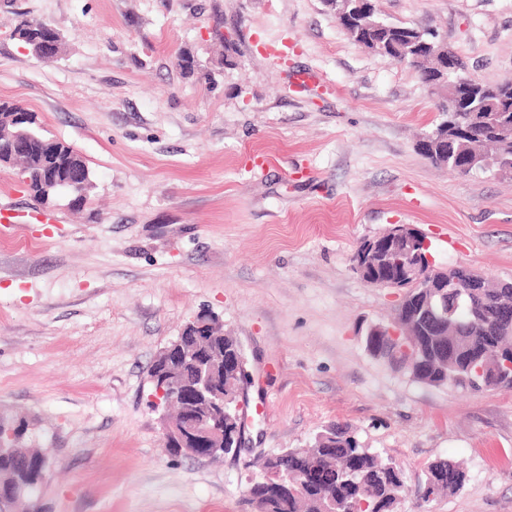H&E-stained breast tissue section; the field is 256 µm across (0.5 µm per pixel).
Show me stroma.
<instances>
[{"label": "stroma", "instance_id": "1", "mask_svg": "<svg viewBox=\"0 0 512 512\" xmlns=\"http://www.w3.org/2000/svg\"><path fill=\"white\" fill-rule=\"evenodd\" d=\"M378 6L436 31L467 74L512 80V0ZM24 18L61 33V59L12 38ZM308 69L319 87L293 92ZM0 99L97 184L0 247V418L25 417L21 447L52 463L39 512H252L263 460L330 423L402 467L398 512L439 457L466 482L428 512H512V390L415 382L360 331L388 323L397 295L350 258L396 224L427 237L435 266L512 281V176L418 152L442 116L415 69L362 49L324 0H0ZM199 314L240 341L253 378L241 449L219 459L171 455L152 406L150 366Z\"/></svg>", "mask_w": 512, "mask_h": 512}]
</instances>
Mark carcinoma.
Wrapping results in <instances>:
<instances>
[{
    "label": "carcinoma",
    "instance_id": "1",
    "mask_svg": "<svg viewBox=\"0 0 512 512\" xmlns=\"http://www.w3.org/2000/svg\"><path fill=\"white\" fill-rule=\"evenodd\" d=\"M421 30L399 25L370 26L350 38L364 50L389 56L415 67L423 83H429L438 72V66L448 63H430L415 40ZM18 39L30 50H39L36 40L53 41V56L59 58L64 49L61 33L50 23L41 20H22L14 30ZM478 112H459L449 123H439L436 130L459 138L470 129L477 136V148L487 146L493 152L512 154V140L503 143L497 138V127L512 123V112H500L494 121L487 120L494 106L512 107V81L483 82L474 80ZM31 139L29 150L12 158L21 165L23 179L30 181V193L40 204L59 199L57 190L49 182V173L61 176L72 166L84 167L85 161L72 147L49 137L38 124L36 116L21 103L0 99V144L11 139ZM420 154L433 165L458 174H469L453 154L442 155L439 144L429 140L418 147ZM473 307L480 316L477 323L471 315L458 311L452 317L459 319L460 330L448 335V328L416 317L412 334L415 356L408 369L412 380L430 386L485 389H512V373L491 376L486 386H477L469 369L471 350L476 345L485 348L488 368L498 359L512 356V320L498 316L499 308L512 306V283L491 284L472 296ZM317 464L328 470L331 479L324 490L307 489L298 492V475ZM50 461L40 448H16L12 454L0 457V512H18L28 503L29 512H37V497L45 482ZM466 479L465 471L455 462L438 458L427 466L426 479L419 493L424 503L433 501L437 494H453ZM406 482L402 469L385 461L380 455L360 446L347 425L324 426L318 437L304 448H286L268 457L263 476L250 483L247 501L255 512H394L405 497Z\"/></svg>",
    "mask_w": 512,
    "mask_h": 512
}]
</instances>
